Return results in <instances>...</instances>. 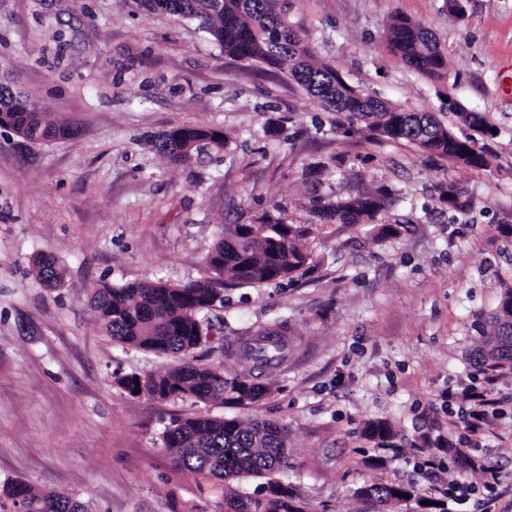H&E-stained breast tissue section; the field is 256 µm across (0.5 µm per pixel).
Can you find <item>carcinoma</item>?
<instances>
[{
    "mask_svg": "<svg viewBox=\"0 0 512 512\" xmlns=\"http://www.w3.org/2000/svg\"><path fill=\"white\" fill-rule=\"evenodd\" d=\"M152 7L194 20L224 52L238 60L262 63L285 71L326 109L360 121L394 142L417 145L432 158L447 159L462 167L488 165L485 147L470 151L476 139L459 134L431 113L410 112L349 84L333 65L316 59L307 37L288 22V0H150ZM385 38L403 61L429 79L448 70L430 30L403 16L389 23ZM457 123L483 133L490 125L480 112L448 103ZM12 130L31 143H50L70 134L61 119L38 110L28 96L16 95L0 84V128ZM226 146L223 133L204 126H185L160 136L154 147L174 163H186L202 154H219ZM388 196L381 190L327 202L314 208L319 220L365 224L385 210ZM439 202L464 210L456 185L444 186ZM260 224H225L209 250V276L188 284L145 280L114 286L101 283L88 294V305L112 340L153 353L174 354L184 361L146 375L148 390L166 400L192 396L199 401L252 404L265 398L271 386L253 376L231 375L194 364V351L207 340L211 325L206 314L223 302L219 285L254 286L291 281L312 262L305 246V224L286 223L278 208L263 215ZM37 276L52 288L63 284V270L55 259L41 255L35 261ZM512 288L504 291L490 329L482 333L483 357L490 367L512 366ZM243 352L259 367L284 360L288 344L270 332L249 337ZM163 445L175 464L186 471L210 475L229 485L242 477L265 479L276 496L256 499L250 512H304L288 487L278 478L288 467V430L275 421L251 415L246 418L192 416L173 420L163 433ZM366 498L388 504L413 496L401 485L381 484L362 489ZM15 507L25 512H86L76 497L17 483L6 490ZM228 512H243L251 496L224 490Z\"/></svg>",
    "mask_w": 512,
    "mask_h": 512,
    "instance_id": "obj_1",
    "label": "carcinoma"
}]
</instances>
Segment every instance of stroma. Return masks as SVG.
<instances>
[{"label": "stroma", "instance_id": "stroma-1", "mask_svg": "<svg viewBox=\"0 0 512 512\" xmlns=\"http://www.w3.org/2000/svg\"><path fill=\"white\" fill-rule=\"evenodd\" d=\"M314 55L359 89L445 123L454 98L498 136L488 168L429 159L328 112L284 72L225 57L196 21L148 0H0V77L70 137L32 144L0 129V488L22 481L75 495L88 512H224V484L178 468L162 433L172 419L251 414L288 428L280 479L305 512H373L375 484L413 487L395 512H512V368L481 365L478 326L512 288V0H291ZM427 27L448 58L431 80L393 54L391 18ZM205 126L229 139L216 157L174 164L155 139ZM456 182L465 219L437 205ZM386 189L372 224H319L316 198ZM280 206L311 224L312 263L293 280L228 287L209 314L220 342L198 365L247 375L241 336L282 328L288 356L273 393L244 408L159 400L116 384L171 364L112 341L85 292L207 277L205 258L230 219ZM398 224L383 239L376 227ZM64 268L37 277L36 255ZM493 404L470 452L500 473L494 495L448 497L458 479L443 442L457 438L466 388ZM389 423L383 446L363 436ZM35 270L37 276L49 287L56 288L63 284V270L51 256H39L35 261Z\"/></svg>", "mask_w": 512, "mask_h": 512}]
</instances>
